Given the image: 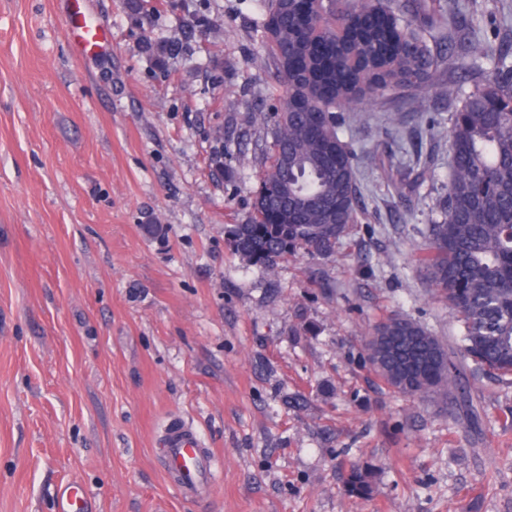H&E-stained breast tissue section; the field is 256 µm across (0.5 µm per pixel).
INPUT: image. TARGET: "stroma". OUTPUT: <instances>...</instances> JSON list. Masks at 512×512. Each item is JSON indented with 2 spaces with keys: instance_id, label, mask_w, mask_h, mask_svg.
Masks as SVG:
<instances>
[{
  "instance_id": "obj_1",
  "label": "stroma",
  "mask_w": 512,
  "mask_h": 512,
  "mask_svg": "<svg viewBox=\"0 0 512 512\" xmlns=\"http://www.w3.org/2000/svg\"><path fill=\"white\" fill-rule=\"evenodd\" d=\"M89 7L112 42L80 58L61 0H0V512H55L70 480L91 512H512V384L472 381L478 413L452 414L394 393L365 352L393 311L457 333L416 261L451 153L424 118L450 127L444 86L470 92L512 54V0H466L432 31L449 65L415 95L340 113L356 222L332 255L272 270L224 239L268 166L253 112L281 93L264 0ZM175 417L223 461L207 500L159 460ZM365 461L373 493L347 497Z\"/></svg>"
}]
</instances>
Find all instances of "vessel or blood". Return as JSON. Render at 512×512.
<instances>
[{
    "label": "vessel or blood",
    "mask_w": 512,
    "mask_h": 512,
    "mask_svg": "<svg viewBox=\"0 0 512 512\" xmlns=\"http://www.w3.org/2000/svg\"><path fill=\"white\" fill-rule=\"evenodd\" d=\"M88 0H66L67 39L77 56L106 50L109 28L98 23L87 7ZM162 462L167 472L177 475L183 495L198 500L210 496L220 462L215 454L202 448L194 427L184 421L168 423L165 430ZM84 493L74 482L60 488L56 512H84Z\"/></svg>",
    "instance_id": "vessel-or-blood-1"
}]
</instances>
